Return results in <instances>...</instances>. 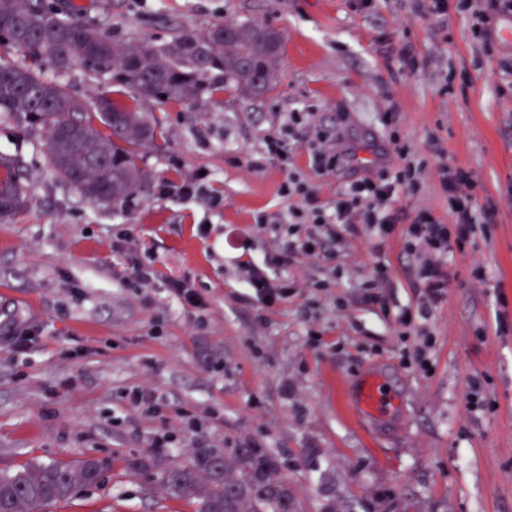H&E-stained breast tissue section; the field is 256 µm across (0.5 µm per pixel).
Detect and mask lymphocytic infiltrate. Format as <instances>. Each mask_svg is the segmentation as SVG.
Listing matches in <instances>:
<instances>
[{
	"instance_id": "f902f5d3",
	"label": "lymphocytic infiltrate",
	"mask_w": 512,
	"mask_h": 512,
	"mask_svg": "<svg viewBox=\"0 0 512 512\" xmlns=\"http://www.w3.org/2000/svg\"><path fill=\"white\" fill-rule=\"evenodd\" d=\"M326 131L315 128L307 141V151L313 167L323 174H334L354 159L352 148L339 150L327 148ZM399 156L406 163L396 174H389L386 157H376L373 168L366 175L350 177L345 191L330 203H322L316 191L302 181L295 172H288L280 192L288 198V218L270 221L268 216H259V223H274L277 230L288 238V248L275 258L276 266L292 263L296 254L320 255L325 242L335 240L336 227L340 224H362L368 232L382 241L395 233H403L405 247L419 258L417 277L422 293L416 310H403L397 317L402 328L415 332L418 343L411 353L416 363H423L427 349L433 344V336L426 320L433 306L441 302L448 293L449 276L443 272L436 258L452 252L475 234L477 216L474 212V183L469 172L451 164L440 167L439 177L443 190L448 195V208L452 223L439 222L426 210L408 214L394 207L393 200L398 187L414 185L420 168L407 160L406 147H398ZM242 285L252 291L265 305H273L293 294L294 281L270 276L265 267L248 262L243 266Z\"/></svg>"
}]
</instances>
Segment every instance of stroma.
<instances>
[{"instance_id":"35a3bbf8","label":"stroma","mask_w":512,"mask_h":512,"mask_svg":"<svg viewBox=\"0 0 512 512\" xmlns=\"http://www.w3.org/2000/svg\"><path fill=\"white\" fill-rule=\"evenodd\" d=\"M54 2L132 44L256 22L283 50L263 95L145 105L149 187L121 208L57 180L43 134L20 136L0 116V154L29 184L23 209L0 223V471L93 456L107 464L99 483L47 512H196L166 495L157 470L128 461L250 446L276 458L299 512H512V21L493 29L488 53L459 0L441 20L430 0ZM293 112L353 141L363 169L374 148L408 144L422 171L395 198L407 212L451 222L437 169L471 172L484 226L441 259L450 284L428 319L426 368L406 363L396 323L421 293L401 238L381 244L345 225L326 255L270 267L297 282L287 299L266 306L242 288L240 263L287 244L257 222L288 214L268 140H284L323 202L345 184L312 167ZM198 174L210 202L181 191ZM138 260L158 272L150 285L135 277ZM378 262L390 271L383 306L365 298ZM478 266L485 281L471 277ZM182 279L200 305L171 293ZM16 330L19 347L3 340ZM372 371L398 396L384 418L351 407L350 386Z\"/></svg>"}]
</instances>
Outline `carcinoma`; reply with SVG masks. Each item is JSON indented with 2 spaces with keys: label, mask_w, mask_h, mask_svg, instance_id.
<instances>
[{
  "label": "carcinoma",
  "mask_w": 512,
  "mask_h": 512,
  "mask_svg": "<svg viewBox=\"0 0 512 512\" xmlns=\"http://www.w3.org/2000/svg\"><path fill=\"white\" fill-rule=\"evenodd\" d=\"M21 49L28 63L0 60V112L32 132L46 131L49 168L91 202L117 207L142 193L146 178L139 146L154 137L140 103L198 102L226 89L260 95L274 84L280 35L257 23L212 24L169 41L116 40L100 26L74 19L48 0H0V40ZM112 73L116 90L87 105L65 82L78 67ZM52 76H47V72ZM129 89L132 95H120ZM27 189L13 160L0 155V221L23 207ZM104 462L75 467L33 465L0 472V512H45L79 484L98 482ZM169 495L193 498L199 512H297L295 497L264 448L195 449L186 464L161 472Z\"/></svg>",
  "instance_id": "carcinoma-1"
}]
</instances>
